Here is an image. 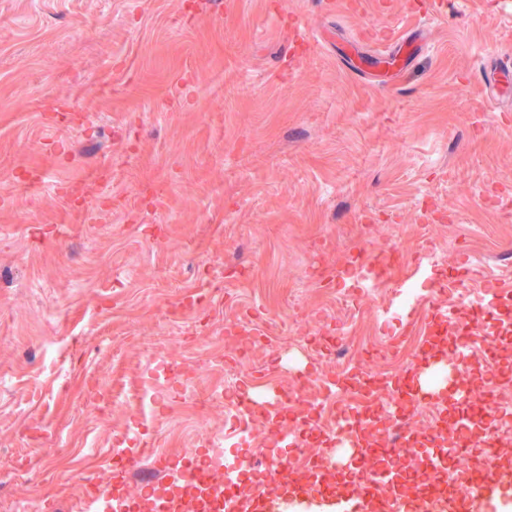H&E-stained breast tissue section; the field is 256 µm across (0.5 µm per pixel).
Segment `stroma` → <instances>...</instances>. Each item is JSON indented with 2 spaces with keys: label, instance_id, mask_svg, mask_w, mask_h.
<instances>
[{
  "label": "stroma",
  "instance_id": "1",
  "mask_svg": "<svg viewBox=\"0 0 512 512\" xmlns=\"http://www.w3.org/2000/svg\"><path fill=\"white\" fill-rule=\"evenodd\" d=\"M0 0V512H73L111 473L131 419L100 410L155 351L165 386L147 443L203 453L197 428L271 476L209 394L208 359L250 313L284 336L398 335L451 298L379 326L351 278L392 246L429 277L461 262L488 320L512 292V101L485 72L512 56V0ZM424 50L399 59L401 35ZM115 483L121 474L111 473Z\"/></svg>",
  "mask_w": 512,
  "mask_h": 512
}]
</instances>
